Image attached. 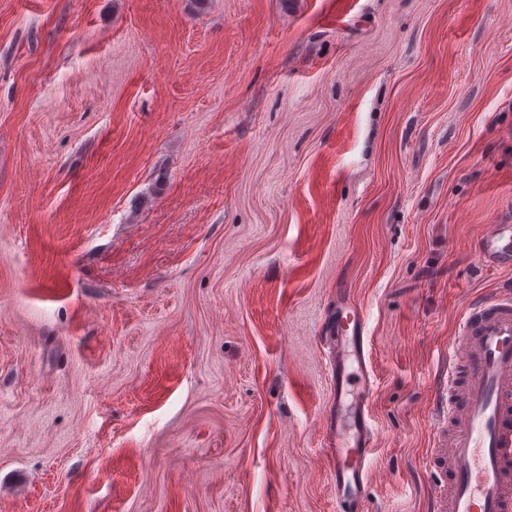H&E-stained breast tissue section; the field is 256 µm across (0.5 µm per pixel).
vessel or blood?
Returning <instances> with one entry per match:
<instances>
[{"mask_svg": "<svg viewBox=\"0 0 512 512\" xmlns=\"http://www.w3.org/2000/svg\"><path fill=\"white\" fill-rule=\"evenodd\" d=\"M482 260L512 268V224L479 233ZM454 339L465 360L448 356V387L462 390L447 407L452 427L437 447L434 464L448 470V494L433 512H512V291L461 300ZM331 352L336 435L327 450L337 512H359L373 450V394L365 317L344 289L336 291V323L325 339Z\"/></svg>", "mask_w": 512, "mask_h": 512, "instance_id": "vessel-or-blood-1", "label": "vessel or blood"}]
</instances>
